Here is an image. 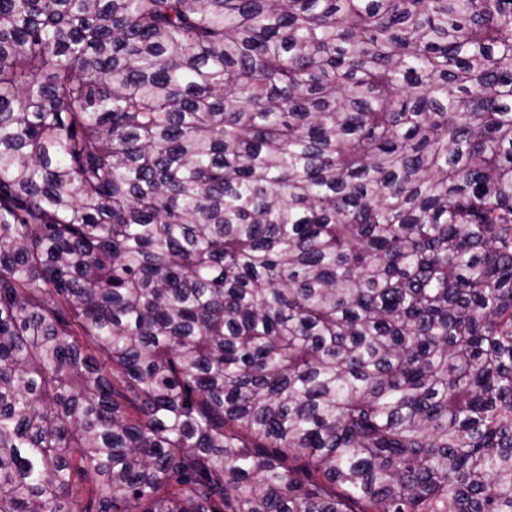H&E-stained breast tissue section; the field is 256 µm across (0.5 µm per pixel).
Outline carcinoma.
I'll return each instance as SVG.
<instances>
[{"instance_id": "carcinoma-1", "label": "carcinoma", "mask_w": 512, "mask_h": 512, "mask_svg": "<svg viewBox=\"0 0 512 512\" xmlns=\"http://www.w3.org/2000/svg\"><path fill=\"white\" fill-rule=\"evenodd\" d=\"M0 512H512V0H0Z\"/></svg>"}]
</instances>
